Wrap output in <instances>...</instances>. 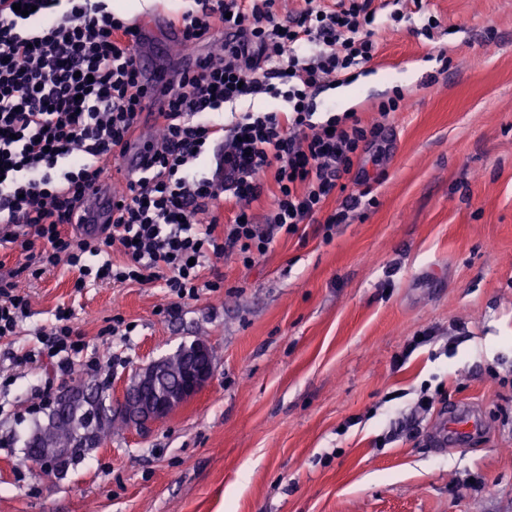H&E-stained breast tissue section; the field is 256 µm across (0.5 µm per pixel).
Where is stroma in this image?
I'll return each instance as SVG.
<instances>
[{
  "instance_id": "obj_1",
  "label": "stroma",
  "mask_w": 512,
  "mask_h": 512,
  "mask_svg": "<svg viewBox=\"0 0 512 512\" xmlns=\"http://www.w3.org/2000/svg\"><path fill=\"white\" fill-rule=\"evenodd\" d=\"M416 7L381 12L378 59L317 98L384 128L357 162L378 204L349 223L301 225L249 268L215 261L204 277L223 288L195 300L78 292L77 270L35 279L20 250L0 252L30 296L17 347L65 305L100 362L49 386L0 360V512H512V0H423L430 40ZM397 92L403 109L381 116ZM116 315L133 331L103 342ZM199 339L213 377L176 414L113 429L62 477L27 458L44 391L117 396ZM457 406L476 408L477 434L435 446Z\"/></svg>"
}]
</instances>
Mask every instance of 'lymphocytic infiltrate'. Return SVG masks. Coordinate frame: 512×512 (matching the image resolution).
Listing matches in <instances>:
<instances>
[{
    "label": "lymphocytic infiltrate",
    "instance_id": "obj_1",
    "mask_svg": "<svg viewBox=\"0 0 512 512\" xmlns=\"http://www.w3.org/2000/svg\"><path fill=\"white\" fill-rule=\"evenodd\" d=\"M194 2L177 14L185 46L220 32L222 58L201 57L196 70L171 81L162 138L146 143L148 165L113 195L112 222L100 236L68 226L107 165L122 160L148 103L130 22L109 0H0V249L29 253L32 277L63 262L78 270V289L159 281L178 299H194L223 286L202 275L211 260L234 255L251 267L278 235L319 220L333 228L365 205L371 190L354 161L380 138L381 125L354 112L315 114L317 92L377 59L375 0H306L287 20L277 0ZM261 94L282 99L286 110L246 111L229 127L216 120L224 105ZM217 141L220 179L198 171ZM351 183L359 193L327 210L333 192ZM266 191L271 208L258 224L247 206ZM223 201L240 206L226 225L215 214ZM111 247L122 262L106 257ZM29 308L24 289L0 275V341L13 342ZM36 340L11 352L15 366L39 362L65 376L85 350L61 308Z\"/></svg>",
    "mask_w": 512,
    "mask_h": 512
}]
</instances>
